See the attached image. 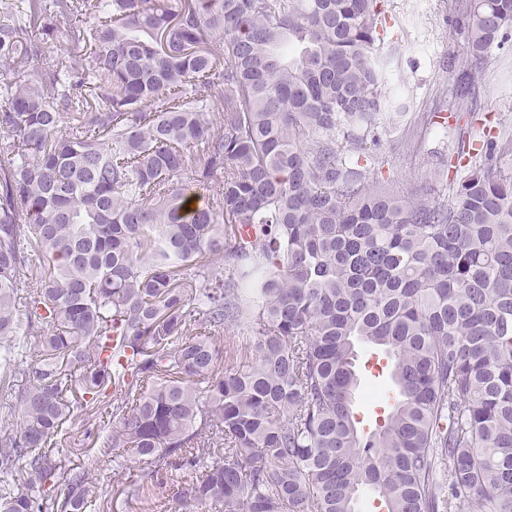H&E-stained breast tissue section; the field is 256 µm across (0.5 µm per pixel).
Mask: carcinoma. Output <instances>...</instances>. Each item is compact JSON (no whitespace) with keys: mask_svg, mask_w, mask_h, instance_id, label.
Masks as SVG:
<instances>
[{"mask_svg":"<svg viewBox=\"0 0 512 512\" xmlns=\"http://www.w3.org/2000/svg\"><path fill=\"white\" fill-rule=\"evenodd\" d=\"M385 2L0 0V512H104L76 411L142 512H512V175L374 176ZM458 15L460 106L512 0ZM378 355L376 358L371 356V352L364 348L360 353V367L362 373V382L359 390L360 398L356 404V414L360 421L362 420L361 427L367 429L375 426L376 419H381L384 414V409L387 411V404L380 394L389 388L390 380L388 377V368H381L385 366L384 363L377 364ZM369 361L368 363H366ZM366 363V366H365ZM380 371V375H379Z\"/></svg>","mask_w":512,"mask_h":512,"instance_id":"carcinoma-1","label":"carcinoma"}]
</instances>
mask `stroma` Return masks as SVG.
<instances>
[{"label":"stroma","mask_w":512,"mask_h":512,"mask_svg":"<svg viewBox=\"0 0 512 512\" xmlns=\"http://www.w3.org/2000/svg\"><path fill=\"white\" fill-rule=\"evenodd\" d=\"M457 0H388L387 29L376 43L386 53L397 43L400 55L390 93L404 95L408 108L396 120L384 121L377 130L375 154L385 162L382 174L395 190L408 193L422 187L451 195L461 172L449 167L461 141L480 140L483 133H500L497 166L512 174V36L495 45L474 74V95L466 109L449 117L445 97L455 83L454 61L464 50L465 35L456 25ZM363 363L356 414L363 427L374 426L387 407L382 397L390 385L387 373L360 353ZM87 424L74 416L69 424L66 449L71 465L88 471L98 482L107 502L106 512H139L125 504L112 480V461L87 448Z\"/></svg>","instance_id":"obj_1"}]
</instances>
